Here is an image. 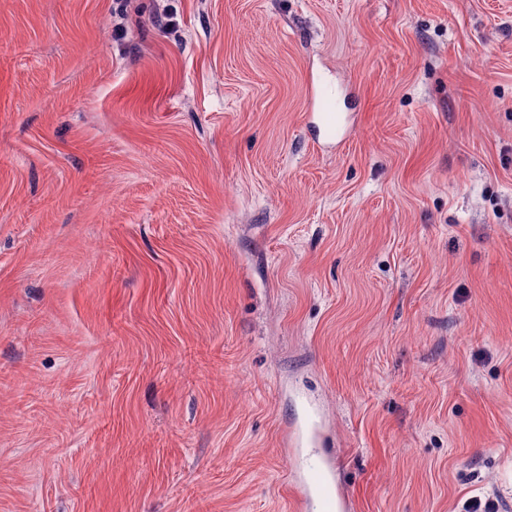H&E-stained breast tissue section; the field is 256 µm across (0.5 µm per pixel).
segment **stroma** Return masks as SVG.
<instances>
[{
  "mask_svg": "<svg viewBox=\"0 0 512 512\" xmlns=\"http://www.w3.org/2000/svg\"><path fill=\"white\" fill-rule=\"evenodd\" d=\"M115 7L0 0V512H512V0ZM312 491L315 492L318 512H342L346 508L344 498L336 489L332 468L326 461L309 465L308 480L301 486L297 497L300 508H305Z\"/></svg>",
  "mask_w": 512,
  "mask_h": 512,
  "instance_id": "obj_1",
  "label": "stroma"
}]
</instances>
